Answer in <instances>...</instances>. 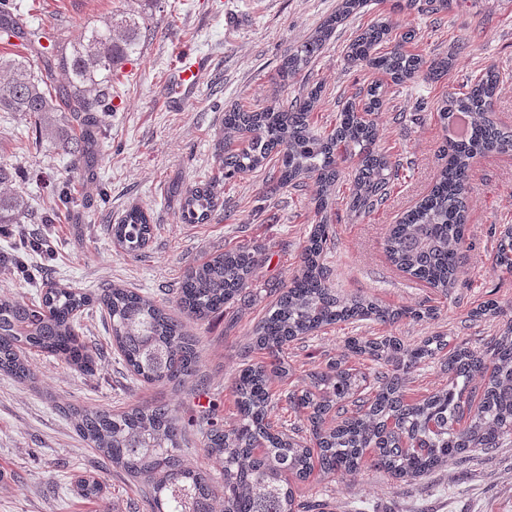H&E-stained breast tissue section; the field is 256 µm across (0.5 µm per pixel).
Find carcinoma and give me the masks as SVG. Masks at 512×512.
<instances>
[{
	"mask_svg": "<svg viewBox=\"0 0 512 512\" xmlns=\"http://www.w3.org/2000/svg\"><path fill=\"white\" fill-rule=\"evenodd\" d=\"M370 2L340 0L336 12L283 58L279 82L286 85L302 72L336 28ZM140 34L137 18L111 16L63 44L30 25L16 0H0V40L16 38L23 47L0 55V112L31 119L37 137L24 141L26 150L38 149L43 132L53 130L72 156V175H84L95 166L99 112L112 96V79L139 52ZM412 38L411 33L395 35L389 17L383 16L352 40L347 59L390 82H378L346 101L329 131L319 132L311 125L321 99L318 86L288 104L276 102L259 110L236 104L224 109L216 144L224 176L183 194L185 221L204 223L224 194L225 180L272 161L279 165V176L268 186L269 192L304 178L314 180L320 221L307 236L297 273L253 334L252 347L267 351L272 361L247 365L234 377L235 424L224 427L215 420L211 406L203 411L204 446L220 465L222 495H216L207 472L183 462L184 424L175 409L136 405L121 413L97 408L69 412L76 431L91 447L112 466L141 479L150 512H318L317 501L295 498L288 475L304 478L317 463L326 476L354 477L370 448L371 470L408 482L425 478L450 461L464 463L473 452L492 454L512 438L511 328L484 350L459 346L450 353L445 352L448 341L439 334L414 345L397 336H350L324 370L310 374L305 388L272 393L274 382L288 376V362L281 354L293 341L349 320L386 324L425 317L405 306L394 310L373 299L339 296L322 262L331 232L327 210L336 197L338 160L359 162L350 187L353 208L366 213L384 205L394 167L388 155L376 149L381 134L371 115L383 106L389 85L418 77L439 80L453 66L446 56L428 62L408 51L405 44ZM44 39L48 44H42ZM26 50L40 55L41 70H34L25 59ZM499 82V73L488 69L465 91L450 92L439 102L436 112L442 127L448 128L464 113L469 118L468 134L446 143L448 164L429 193L390 226L385 239V250L397 268L445 292L462 262L472 163L486 154L512 151V131L493 119ZM56 112L74 113L81 135L64 136L55 124ZM71 203L67 186L54 189L42 223H55ZM29 209L25 193L13 184L11 164L1 159L0 224L25 223ZM153 231L149 214L137 205L110 228L112 241L130 255L145 247ZM259 262L255 252L230 249L189 267L177 294L179 306L197 320L208 318L247 287ZM492 269L512 273V225L500 232ZM94 302L106 308L112 343L145 382L184 383L197 377V337L152 298L112 284L94 298L56 284L45 291L39 305L23 297L0 296V372L32 381L35 370L27 350L93 371L96 360L80 334V317ZM356 357L374 362L373 384L349 365ZM428 360L438 361L448 373V387L406 401L411 373ZM274 399L286 402L309 427L310 442L270 421ZM331 413L337 422L328 427L326 417Z\"/></svg>",
	"mask_w": 512,
	"mask_h": 512,
	"instance_id": "carcinoma-1",
	"label": "carcinoma"
}]
</instances>
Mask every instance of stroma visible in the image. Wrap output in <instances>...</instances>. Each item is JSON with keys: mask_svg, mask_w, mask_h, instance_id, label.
<instances>
[{"mask_svg": "<svg viewBox=\"0 0 512 512\" xmlns=\"http://www.w3.org/2000/svg\"><path fill=\"white\" fill-rule=\"evenodd\" d=\"M35 23L57 28L63 38L111 15L139 10L140 0H21ZM338 0H152L139 54L127 61L112 87L113 105L101 115L97 163L71 182L74 204L54 224H16L0 235V255H11L18 234L38 233L51 251L24 254L31 279L0 268V295L39 299L52 284L98 291L119 284L155 296L179 314L176 292L193 264L231 248L259 252L261 262L248 286L224 309L201 323L189 322L200 339L199 375L193 383H146L131 373L113 348L105 312H83V336L98 353L94 372L83 373L46 355L34 358L36 380L19 384L0 373V512H150L139 483L113 469L75 431L73 408L125 411L135 404H165L187 419L182 453L191 466L210 473L223 488L218 466L209 459L197 420L216 404L224 425L237 413L231 384L245 365L262 361L247 351L253 331L284 291L300 264L304 241L316 222L313 180L268 193L278 177L269 167L225 181L224 195L210 219H181L183 193L219 176L215 142L224 109L234 103L257 109L272 100L291 101L304 86H320L314 121L332 127L343 103L374 79L372 71L349 64L346 49L358 29L377 18L380 7L339 26L320 55L293 84L280 85L282 58L306 40L335 11ZM401 30H414L411 51L426 60L452 56L447 78H418L389 87L376 113L380 142L397 173L384 206L364 214L352 206L351 180L358 167H339L330 213L335 231L323 253L331 284L342 296H364L386 305L434 309L420 320L394 324L372 320L337 324L293 342L286 351L287 389L304 386L311 372L325 368L350 336L401 337L414 344L435 332L451 345L476 350L512 325V274L496 272L491 258L504 225L512 224V153L481 157L470 171L464 259L460 273L441 291L398 270L385 252L391 224L425 195L442 168L446 133L434 108L448 91L465 87L475 75L495 68L504 78L495 96L497 118L512 120V0H448L446 11L428 12L423 0L397 15ZM199 67L192 85L179 81L184 60ZM31 128L18 115L0 112V157L14 167L33 214H40L51 188L65 179L70 164L57 137L44 136L35 151L20 147ZM134 204L147 208L155 231L147 246L130 255L108 231ZM493 299V317H474ZM93 475L102 500L79 495V476ZM297 499L318 500L325 512H512V443L495 454L448 463L428 478L400 483L373 471L336 482L319 474L292 480Z\"/></svg>", "mask_w": 512, "mask_h": 512, "instance_id": "stroma-1", "label": "stroma"}]
</instances>
